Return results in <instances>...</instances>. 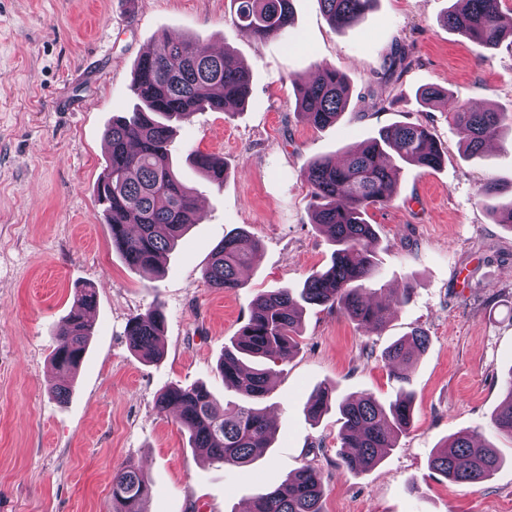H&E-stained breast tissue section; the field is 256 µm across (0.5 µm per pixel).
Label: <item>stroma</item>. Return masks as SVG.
I'll list each match as a JSON object with an SVG mask.
<instances>
[{
  "instance_id": "1",
  "label": "stroma",
  "mask_w": 512,
  "mask_h": 512,
  "mask_svg": "<svg viewBox=\"0 0 512 512\" xmlns=\"http://www.w3.org/2000/svg\"><path fill=\"white\" fill-rule=\"evenodd\" d=\"M456 6L376 0L336 29L318 0H293L288 35L258 41L232 26L230 0H0V512H112V477L126 465L151 479L144 512H244L305 465L322 475L325 512H512V438L492 424L512 372V228L481 193L493 180L512 200V131L468 158L448 117L452 106L512 113V45L486 51L450 30ZM165 35L211 38L249 71L252 94L233 112L204 108L175 123L170 151L197 212L157 274L131 269L113 249L96 187L105 131L134 104L135 64ZM397 41L415 61L390 85L380 74ZM320 64L351 88L324 130L297 118L291 86ZM436 86L450 102L420 104L418 92ZM378 97L386 110H376ZM63 100L71 111H58ZM395 122L426 126L445 148L437 169L402 164L391 201L368 211L380 282L410 289V300L379 332L306 308L295 354L271 366L262 402L276 426L271 448L244 468L207 459L176 414L158 410V394L202 383L235 400L216 365L254 297L301 287L330 261L329 238L311 222L309 162L343 156ZM195 150L223 158V186L198 172ZM235 231L261 248L239 288L224 292L202 272ZM84 287L97 295L92 336L61 402L51 393L54 331ZM156 305L166 315L163 356L145 361L126 326ZM416 328L429 342L410 371L411 428L377 466L347 473L339 412L312 421L309 396L329 386L340 401L368 393L389 403L399 384L381 353ZM458 432L489 440L505 464L473 484L432 471V454Z\"/></svg>"
}]
</instances>
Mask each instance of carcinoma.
Listing matches in <instances>:
<instances>
[{
    "label": "carcinoma",
    "instance_id": "cac0c4a2",
    "mask_svg": "<svg viewBox=\"0 0 512 512\" xmlns=\"http://www.w3.org/2000/svg\"><path fill=\"white\" fill-rule=\"evenodd\" d=\"M330 22L344 27L370 9L375 0H320ZM232 24L256 40L282 36L293 23L292 0H233ZM448 27L484 49L498 48L512 37V15L504 14L499 0H465L462 8L447 16ZM408 46L397 43L386 58L382 78L395 85L412 66ZM298 94L297 114L317 129L335 124L349 98L343 74L327 64L319 66L312 81L293 80ZM136 99L133 112L112 121L106 131L110 151L97 185V197L110 229L112 248L133 269L154 270L194 223L195 196L175 171L169 143L174 119H185L202 107L224 111L227 103L245 105L251 94L249 73L228 51H216L210 39L163 38L141 57L131 84ZM466 139V154L476 155L500 129L512 127V113L457 109L450 113ZM444 157L443 148L421 124L395 122L376 135L349 148L338 163L319 157L307 167L314 199L312 223L327 228L334 246L329 264L314 271L295 292L277 288L258 294L248 322L232 348L224 350L217 369L224 387L233 388L240 401L222 405L202 385L169 387L156 400L161 411L178 410L180 425L189 433L192 446L229 467H245L270 447L275 434L261 401L269 393L270 370L265 361H286L297 346L299 321L307 305L335 309L373 331L389 323L392 307L374 304L366 297V283L377 272L379 239L365 215L370 208L392 198L400 167L397 162L435 169ZM195 163L209 182H224V160L197 152ZM238 232L224 237L213 251L204 278L213 288L232 291L240 286L239 269L250 263L258 243H244ZM97 304L90 288L74 293L69 314L56 327L52 363L64 375L80 366L92 332L87 313ZM164 313L156 305L131 318L126 336L142 358L162 354L160 336ZM427 334L415 329L389 344L383 359L391 376L409 382L417 351L425 350ZM254 361L245 364L242 357ZM503 405L493 418L496 430L512 438V370L505 382ZM329 392L317 390L308 403L317 419L328 408ZM340 457L346 472L358 475L374 467L395 447L410 425L413 394L399 388L395 400L384 405L365 394L339 404ZM502 459L496 449L476 435L450 436L430 460L431 469L451 482L471 484L494 474ZM150 481L141 469L127 466L112 479V512H143ZM323 482L312 466L287 475L271 491L251 504L250 512H323Z\"/></svg>",
    "mask_w": 512,
    "mask_h": 512
}]
</instances>
